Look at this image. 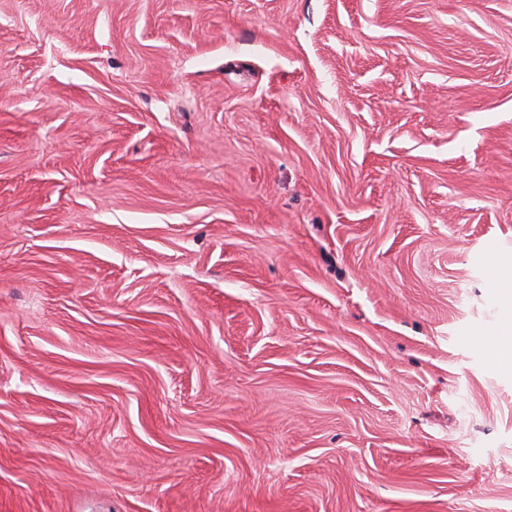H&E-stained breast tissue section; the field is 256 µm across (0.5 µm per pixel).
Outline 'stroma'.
<instances>
[{"label": "stroma", "instance_id": "obj_1", "mask_svg": "<svg viewBox=\"0 0 512 512\" xmlns=\"http://www.w3.org/2000/svg\"><path fill=\"white\" fill-rule=\"evenodd\" d=\"M512 0H0V512H512ZM491 288L504 311L502 328L489 339V356L493 364L505 373L512 372V274L492 276Z\"/></svg>", "mask_w": 512, "mask_h": 512}]
</instances>
